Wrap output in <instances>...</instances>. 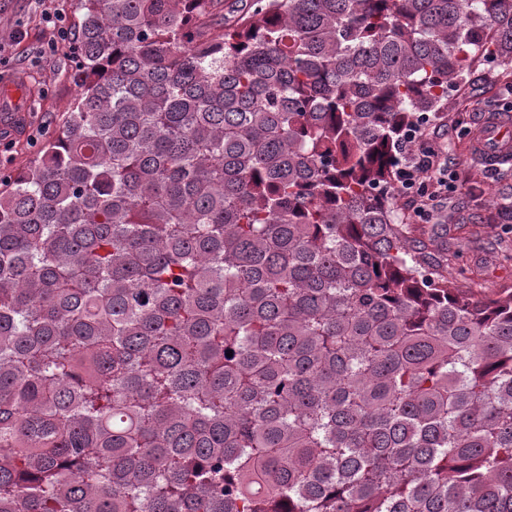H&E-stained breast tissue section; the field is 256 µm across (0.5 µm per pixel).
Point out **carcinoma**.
<instances>
[{
	"label": "carcinoma",
	"instance_id": "1",
	"mask_svg": "<svg viewBox=\"0 0 512 512\" xmlns=\"http://www.w3.org/2000/svg\"><path fill=\"white\" fill-rule=\"evenodd\" d=\"M77 2L0 191V512H512V289L389 206L512 0Z\"/></svg>",
	"mask_w": 512,
	"mask_h": 512
}]
</instances>
